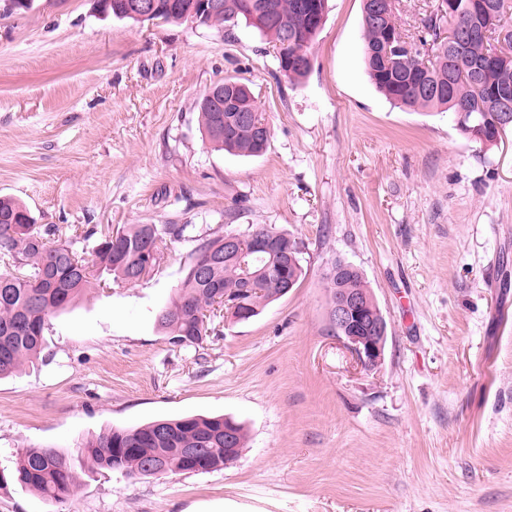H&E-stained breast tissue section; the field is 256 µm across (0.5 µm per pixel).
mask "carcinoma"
Returning a JSON list of instances; mask_svg holds the SVG:
<instances>
[{"label": "carcinoma", "mask_w": 512, "mask_h": 512, "mask_svg": "<svg viewBox=\"0 0 512 512\" xmlns=\"http://www.w3.org/2000/svg\"><path fill=\"white\" fill-rule=\"evenodd\" d=\"M133 0H97L98 10L117 19L140 23L131 14ZM203 0H156L154 20L164 23L191 21L218 32L243 20L270 38L273 46L288 44V58L310 53L327 0H277L273 15L242 10L244 0H221L222 9L211 12ZM448 20L475 18V0H441ZM395 29V17L382 21L372 15L370 5L363 7L364 53L369 78L389 100L413 110L444 109L454 116L457 129L473 140L469 128L477 127L485 146L497 145L512 122L502 123L501 113L494 111V97L502 86L512 88V59L490 61L486 66L484 87L476 90L468 80L458 83L448 93V62L464 69L485 60L483 38L470 40L462 51L448 58V46L436 43V26L428 18L419 34L410 37L416 46L433 41L432 58L427 67L418 65L420 51L404 54L391 67L369 55L376 48L385 28ZM225 94L241 101L253 113L254 121L242 123L236 113L224 110V100L202 97L197 103L199 124L214 149L231 155H263L270 138L259 134L256 124L266 119L249 83L240 78H226ZM423 83L429 89L418 93L413 85ZM187 225L129 224L116 230L118 238L101 236L89 257L77 254L69 241L51 244L55 227L35 228L27 206L11 197H0V250L9 257L8 266L0 269V377L15 373L25 363L39 358L45 344V326L50 316L72 305L93 285L95 271L102 270L122 282L132 276L142 279L161 259L164 239H180ZM304 244L285 232H276L270 252L250 258L251 271L259 273L253 284L234 261L210 263L208 273L198 276L193 267L204 253L224 254V236L198 239L195 256L174 297L158 314L161 328L172 334L178 344H200L207 336L204 311L214 303L219 291L238 302L236 310L225 308L238 319L246 311L255 317L272 301L283 297L282 290L297 285L304 274ZM329 301L336 299V289L351 288L371 298L368 313L380 310L363 273L356 267L335 260L324 274ZM200 449V460L185 463L183 449ZM77 452L92 467L116 471L127 477L151 476L149 468L166 463L186 473L208 472L232 465L238 456L228 457L224 450V416H186L159 419L136 427H113L80 444ZM13 481L42 498L60 503L71 497L77 480L68 454L56 448H25L19 454L9 477H0V488Z\"/></svg>", "instance_id": "carcinoma-1"}]
</instances>
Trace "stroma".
I'll return each mask as SVG.
<instances>
[{"label": "stroma", "mask_w": 512, "mask_h": 512, "mask_svg": "<svg viewBox=\"0 0 512 512\" xmlns=\"http://www.w3.org/2000/svg\"><path fill=\"white\" fill-rule=\"evenodd\" d=\"M94 0H0V196L75 249L126 224H184L138 282L100 276L51 317L35 366L0 379V471L71 452L76 493L17 484L0 512H512V132L467 140L450 113L395 105L365 66L362 0H328L306 77L245 23L104 18ZM249 83L271 138L215 151L196 104ZM263 225L304 276L252 320L211 312L202 347L156 315L198 237ZM359 268L388 323L362 369L328 329L324 272ZM227 415L234 464L129 479L74 450L113 427Z\"/></svg>", "instance_id": "1"}]
</instances>
